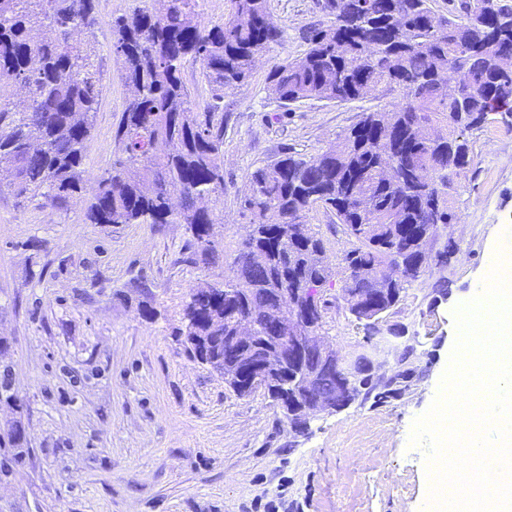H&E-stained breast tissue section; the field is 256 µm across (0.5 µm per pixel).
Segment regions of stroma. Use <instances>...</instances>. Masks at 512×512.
Returning a JSON list of instances; mask_svg holds the SVG:
<instances>
[{
	"mask_svg": "<svg viewBox=\"0 0 512 512\" xmlns=\"http://www.w3.org/2000/svg\"><path fill=\"white\" fill-rule=\"evenodd\" d=\"M131 0H96L100 96L82 167L112 164V135L130 90L109 24ZM283 39L252 77L215 98L199 66L182 77L224 115V194L213 228L222 259L189 260L181 224H91L81 206H44L0 191V366L20 408L0 401V438L14 423L22 450L0 445V512H420L427 451L409 443L438 396L457 336L455 309L481 294L497 258L512 256V127L466 132L470 164L455 177L458 258L410 288L392 322L418 337L423 378L405 397L354 405L294 437L272 399L240 396L191 359L181 329L191 288L230 277L250 216V173L284 154L325 150L393 92L346 103L282 104L267 76L298 57L323 21L316 0H268ZM446 276L450 295L427 308ZM156 312L148 319L143 305Z\"/></svg>",
	"mask_w": 512,
	"mask_h": 512,
	"instance_id": "stroma-1",
	"label": "stroma"
}]
</instances>
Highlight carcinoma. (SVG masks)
<instances>
[{"mask_svg":"<svg viewBox=\"0 0 512 512\" xmlns=\"http://www.w3.org/2000/svg\"><path fill=\"white\" fill-rule=\"evenodd\" d=\"M198 0H133L110 22L112 49L123 82L134 87L113 132L112 166L83 197V151L98 106L96 48L79 38L96 24L93 0H0V172L24 200L51 206L83 203L92 224H195L194 263L219 259L202 245L219 222L204 200L224 194L221 147L224 117L199 112L182 80L186 64L202 67L215 98L248 80L256 62L282 38L267 0H231L218 25L199 18ZM431 0H325L327 16L310 28L307 49L273 67L267 77L286 103L350 102L380 90L400 99L363 113L347 133L309 158L286 154L250 173L243 207L250 214L248 245L261 263H243L252 308L270 304L269 282L283 275L301 288L298 302L324 320V288L333 273L356 307L375 304L389 314L403 301L377 290V281L404 254L416 266L419 234L457 219L448 198V160L470 163L464 132L495 113L512 114V0H451L446 15ZM26 101H14V88ZM321 205L336 216L349 248L338 263L306 215ZM194 331L211 336L214 316L229 322L235 307L203 293L193 299ZM252 357L283 328L260 318ZM422 372L409 368L359 394L376 403L399 399Z\"/></svg>","mask_w":512,"mask_h":512,"instance_id":"obj_1","label":"carcinoma"}]
</instances>
